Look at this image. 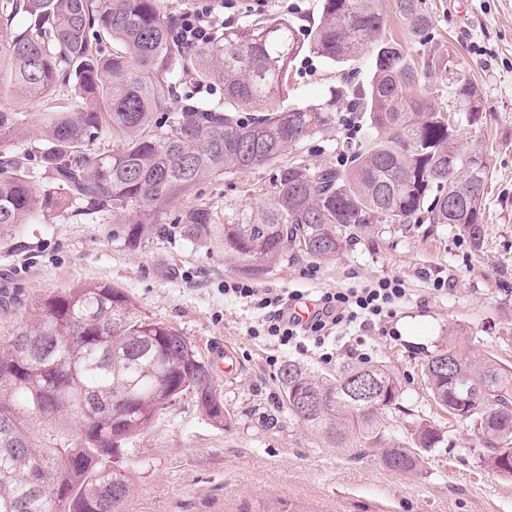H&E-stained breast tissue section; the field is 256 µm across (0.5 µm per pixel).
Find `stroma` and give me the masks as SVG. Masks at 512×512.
I'll return each mask as SVG.
<instances>
[{
    "instance_id": "1",
    "label": "stroma",
    "mask_w": 512,
    "mask_h": 512,
    "mask_svg": "<svg viewBox=\"0 0 512 512\" xmlns=\"http://www.w3.org/2000/svg\"><path fill=\"white\" fill-rule=\"evenodd\" d=\"M442 58L428 82L448 92L458 73L477 85L486 126L459 121L456 143H479L490 165L480 247L449 224H376L340 254L319 264L292 254L254 279L262 290L311 297L336 288H359L380 278L403 280L407 301L381 326H352L324 348L300 351L270 337H252L263 310L225 294L244 277L223 251L152 235L127 246L121 225L67 214L25 224L0 240V289L20 298L106 282L126 293L137 313L178 329L209 361L224 398L225 425L212 423L182 397L137 440L123 461L131 496L123 512H512V475L483 463L485 449L470 425L440 410L424 380L431 355L456 336L465 352H487L512 362V0H424ZM320 0H240L225 11V26L300 13L305 26ZM370 55L334 67L304 55L295 67L291 102L323 99L344 76L366 83ZM368 132L362 116L331 139L311 140L309 162L337 166L346 142ZM278 173L268 165L248 175L201 181L180 205L164 210L173 222L180 206L267 201ZM448 290L435 292L434 279ZM220 346L237 364L225 372L212 354ZM332 353V361L321 358ZM289 361L326 375L350 364L383 365L401 396L388 414L391 430L407 439L417 422L441 427L445 440L424 454L417 473L400 474L373 455L330 447L282 405L279 373Z\"/></svg>"
}]
</instances>
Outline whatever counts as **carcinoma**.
I'll return each mask as SVG.
<instances>
[{
	"label": "carcinoma",
	"instance_id": "1",
	"mask_svg": "<svg viewBox=\"0 0 512 512\" xmlns=\"http://www.w3.org/2000/svg\"><path fill=\"white\" fill-rule=\"evenodd\" d=\"M423 0H321L302 37L296 19L274 18L215 31L187 45L178 18L161 0H0V74L31 100L49 98L38 118L45 145L35 168L25 147L30 113L0 112V237L59 212L109 215L128 244L166 234L161 214L202 180L280 163L274 192L261 207L230 203L220 212L197 204L180 212V234L224 249L259 276L292 250L336 260L372 225L452 224L478 247L489 179L479 145H453L452 114L476 125L484 112L472 81L455 80L449 105L423 83L439 67ZM422 48L421 61L383 30L389 16ZM23 17L24 25H16ZM92 27L112 40L104 54ZM372 51L369 82L329 89L326 99L290 104L293 63L303 53L333 64ZM219 83L222 96L169 107L176 86ZM362 112L370 138L347 148L336 167L282 160L290 149L343 122L338 104ZM249 113L245 119L241 113ZM119 142L96 148L103 136ZM48 187L39 190L36 180ZM0 339V512H121L131 485L112 459L133 456L135 441L183 396L215 424L224 403L208 364L170 325L134 311L118 288L93 282L15 303ZM456 338L431 356L424 374L435 402L468 422L487 443L484 464L512 462V364L491 353L463 354ZM375 378L376 398L357 404L351 386ZM288 412L336 448L359 442L395 472L413 473L422 452L444 440L431 422L408 440L389 428L398 382L380 365L352 364L334 377L296 362L280 371ZM69 419L82 447L44 448L26 416Z\"/></svg>",
	"mask_w": 512,
	"mask_h": 512
}]
</instances>
